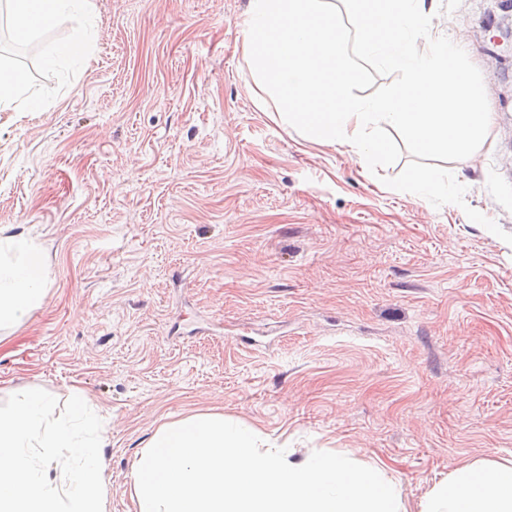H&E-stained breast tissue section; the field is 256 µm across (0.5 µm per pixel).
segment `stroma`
<instances>
[{
    "label": "stroma",
    "instance_id": "obj_1",
    "mask_svg": "<svg viewBox=\"0 0 512 512\" xmlns=\"http://www.w3.org/2000/svg\"><path fill=\"white\" fill-rule=\"evenodd\" d=\"M84 65L16 55L44 103L0 113V238L48 267L0 330V402L31 384L105 422V512L163 423L220 414L292 458L376 462L407 512L452 464L512 458V0H437L431 33L483 76L492 131L448 162L464 206L385 186L252 98L247 0H93Z\"/></svg>",
    "mask_w": 512,
    "mask_h": 512
}]
</instances>
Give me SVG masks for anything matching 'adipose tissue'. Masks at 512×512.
Segmentation results:
<instances>
[{"label": "adipose tissue", "instance_id": "obj_1", "mask_svg": "<svg viewBox=\"0 0 512 512\" xmlns=\"http://www.w3.org/2000/svg\"><path fill=\"white\" fill-rule=\"evenodd\" d=\"M18 39L34 37L59 20H75L80 28L69 41L53 45L42 57L44 68L61 62L82 64L95 35L91 0H0ZM40 96L23 75L0 62V112H38ZM48 288L40 252L21 237L0 238V326L24 320ZM422 512H512V460H474L455 464L447 479L435 484L422 502Z\"/></svg>", "mask_w": 512, "mask_h": 512}]
</instances>
